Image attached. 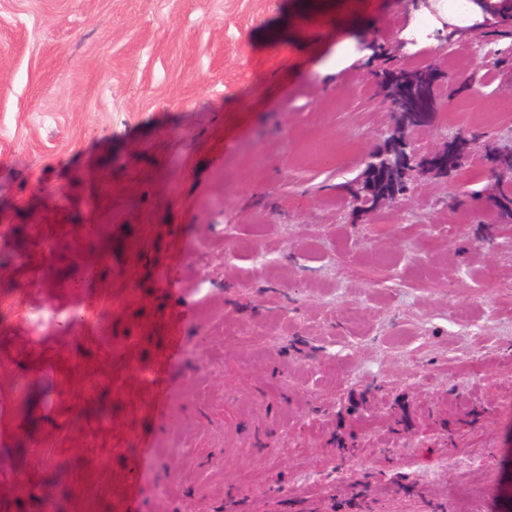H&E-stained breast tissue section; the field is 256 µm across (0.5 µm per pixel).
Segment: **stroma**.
Wrapping results in <instances>:
<instances>
[{
	"label": "stroma",
	"mask_w": 512,
	"mask_h": 512,
	"mask_svg": "<svg viewBox=\"0 0 512 512\" xmlns=\"http://www.w3.org/2000/svg\"><path fill=\"white\" fill-rule=\"evenodd\" d=\"M429 7L0 0V357L32 371L0 375V428L41 424L0 437L17 451L0 484L67 485L90 461L117 495L136 470L162 512H512V220L492 191L512 174L487 154L461 178L418 164L396 203L365 216L346 200L399 122L385 56L435 64L444 87L512 47L400 53L409 11ZM350 22L372 27L353 34L372 57L323 71ZM460 98L469 113L417 128L419 159L461 128L490 150L512 139V72ZM142 237L183 266L133 254ZM158 320L196 385L164 430L147 407ZM121 342L135 368L109 360Z\"/></svg>",
	"instance_id": "35a3bbf8"
}]
</instances>
